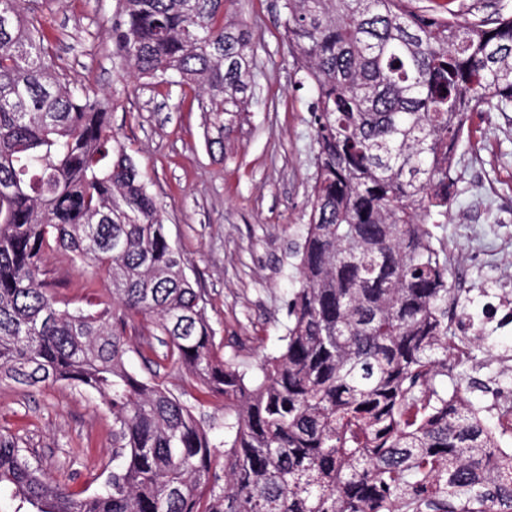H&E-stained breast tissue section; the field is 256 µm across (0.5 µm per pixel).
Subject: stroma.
Listing matches in <instances>:
<instances>
[{
  "instance_id": "obj_1",
  "label": "stroma",
  "mask_w": 512,
  "mask_h": 512,
  "mask_svg": "<svg viewBox=\"0 0 512 512\" xmlns=\"http://www.w3.org/2000/svg\"><path fill=\"white\" fill-rule=\"evenodd\" d=\"M506 0H415L422 10L493 21ZM119 0H31L26 19L53 43L59 71L111 96L112 130L125 142L160 203L168 237L186 273L207 299V315L225 358L247 375L273 354L286 333L285 304L295 292L294 247L309 221L317 146L314 94L277 22L276 0H228L224 17L254 35L249 48L252 94L244 118L223 146L202 112L201 92L133 78L117 54L110 21ZM470 136L455 152L458 182L448 221L433 232L452 246L448 285L455 301L448 331L463 313L479 311L501 269L512 270V109L487 107L466 123ZM44 278L60 306L107 299V281L80 270L64 251L50 253ZM483 348L449 360L461 391L491 409L504 392L496 381L512 329L485 326ZM174 393L203 418L228 415L219 396L200 395L188 374L160 372ZM0 435L29 461L85 497L112 470V416L85 391L66 383L46 388L0 384Z\"/></svg>"
}]
</instances>
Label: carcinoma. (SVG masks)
I'll return each instance as SVG.
<instances>
[{"mask_svg": "<svg viewBox=\"0 0 512 512\" xmlns=\"http://www.w3.org/2000/svg\"><path fill=\"white\" fill-rule=\"evenodd\" d=\"M225 2L121 0L112 22L137 78L206 94L218 144L251 90L253 33ZM413 2L280 0L315 94L317 174L284 345L248 379L112 132V99L62 78L25 0H0V380L95 394L114 462L103 491L77 497L0 436L10 512H512V454L448 389V254L431 229L467 116L512 108V10L489 25ZM57 249L110 280L101 307L48 293ZM141 319L165 337L157 359L132 343ZM130 352L187 371L234 420L197 416L159 373L129 370Z\"/></svg>", "mask_w": 512, "mask_h": 512, "instance_id": "obj_1", "label": "carcinoma"}]
</instances>
